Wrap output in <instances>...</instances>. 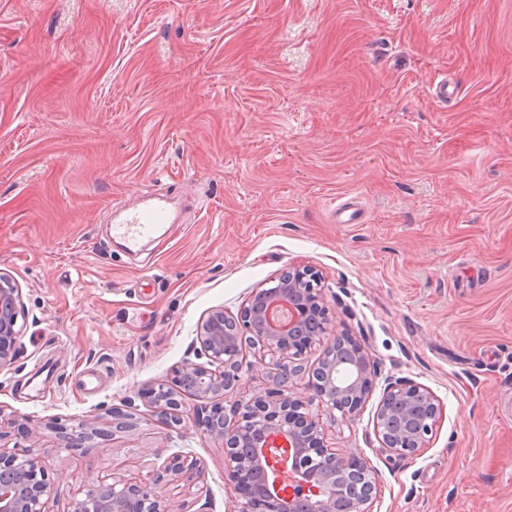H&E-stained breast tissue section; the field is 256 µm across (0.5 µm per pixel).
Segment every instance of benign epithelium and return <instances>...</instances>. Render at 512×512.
I'll list each match as a JSON object with an SVG mask.
<instances>
[{
	"mask_svg": "<svg viewBox=\"0 0 512 512\" xmlns=\"http://www.w3.org/2000/svg\"><path fill=\"white\" fill-rule=\"evenodd\" d=\"M321 277L308 268L288 269L270 288L255 289L229 316L215 308L203 317L197 341L208 365L186 363L185 386L159 382L142 388L141 397L160 410L170 427L183 421L182 395L196 401L195 423L213 447L224 449V485L233 499L231 512H339L336 479L355 482L357 512H372L376 482L366 462L354 451L338 453L325 444L313 403L355 414L368 397L375 371L365 349L346 333H332L324 305ZM20 292L0 271V366L13 362L20 335ZM333 337L310 370L300 361L320 337ZM253 360L245 362L246 353ZM262 366L265 390L229 404L223 397L241 384L243 368ZM307 380L311 396L302 400L296 388ZM435 397L421 385L388 379L374 425L380 449L414 457L428 444L437 419ZM137 426L131 412L112 410V427ZM67 446H80L101 434L82 420L58 428ZM199 467L179 451L143 477L114 476L92 482L72 512H177L156 489L167 478ZM47 464L31 447L0 448V512H45L43 498L53 494Z\"/></svg>",
	"mask_w": 512,
	"mask_h": 512,
	"instance_id": "7a95c632",
	"label": "benign epithelium"
}]
</instances>
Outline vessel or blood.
Listing matches in <instances>:
<instances>
[{"mask_svg": "<svg viewBox=\"0 0 512 512\" xmlns=\"http://www.w3.org/2000/svg\"><path fill=\"white\" fill-rule=\"evenodd\" d=\"M177 221V215L170 211L165 201L157 198L128 212L124 220L113 225L112 236L123 241L129 252L137 253L144 242L160 239Z\"/></svg>", "mask_w": 512, "mask_h": 512, "instance_id": "vessel-or-blood-1", "label": "vessel or blood"}]
</instances>
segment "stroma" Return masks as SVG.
Masks as SVG:
<instances>
[{"label": "stroma", "mask_w": 512, "mask_h": 512, "mask_svg": "<svg viewBox=\"0 0 512 512\" xmlns=\"http://www.w3.org/2000/svg\"><path fill=\"white\" fill-rule=\"evenodd\" d=\"M158 195L180 216L164 244L110 239ZM352 196L367 223L333 222ZM293 266L440 407L406 458L375 437L382 386L320 409L373 512H512V0H0V271L24 317L0 412L40 428L49 512L178 451L200 471L159 493L231 512L223 449L138 391L206 364L203 316ZM116 407L138 426L113 434ZM82 419L101 438L65 446L56 424Z\"/></svg>", "instance_id": "1"}]
</instances>
